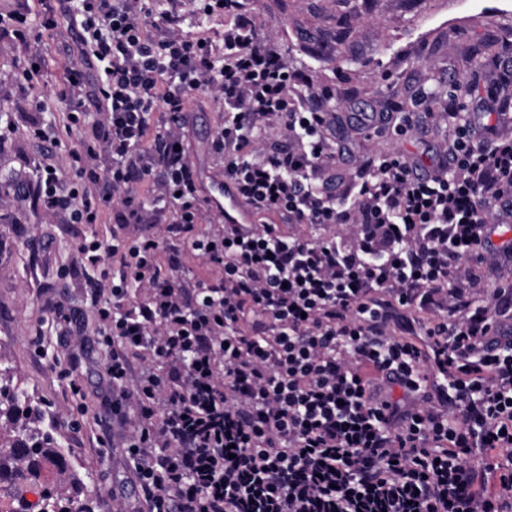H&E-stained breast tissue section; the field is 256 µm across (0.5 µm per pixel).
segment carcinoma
<instances>
[{"label": "carcinoma", "mask_w": 512, "mask_h": 512, "mask_svg": "<svg viewBox=\"0 0 512 512\" xmlns=\"http://www.w3.org/2000/svg\"><path fill=\"white\" fill-rule=\"evenodd\" d=\"M17 412L25 414L28 422L16 435H0V482L21 492L38 488L47 482L45 471L50 466L63 480L74 484V489L67 494L53 485L52 496L40 501V512H93L91 501L79 496L82 482L73 472L58 433L41 428L42 409L13 385L10 367L0 366V416Z\"/></svg>", "instance_id": "carcinoma-1"}]
</instances>
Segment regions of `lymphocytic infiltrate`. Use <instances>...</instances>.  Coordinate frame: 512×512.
<instances>
[{"mask_svg": "<svg viewBox=\"0 0 512 512\" xmlns=\"http://www.w3.org/2000/svg\"><path fill=\"white\" fill-rule=\"evenodd\" d=\"M53 0L79 58L55 95L80 149L42 171L49 218L113 223L78 247L112 417L143 512H512V284L473 260L512 223V132L476 137L461 91L422 175L400 154L333 191L336 114L247 0ZM220 18V31L205 19ZM261 221L227 224L182 149L188 98ZM324 229L321 238L289 232ZM351 230L336 236L337 227ZM201 261L194 281L185 260Z\"/></svg>", "mask_w": 512, "mask_h": 512, "instance_id": "f902f5d3", "label": "lymphocytic infiltrate"}]
</instances>
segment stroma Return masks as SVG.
<instances>
[{"instance_id": "35a3bbf8", "label": "stroma", "mask_w": 512, "mask_h": 512, "mask_svg": "<svg viewBox=\"0 0 512 512\" xmlns=\"http://www.w3.org/2000/svg\"><path fill=\"white\" fill-rule=\"evenodd\" d=\"M250 6L283 57L307 69L315 87L335 92L332 173L340 192L359 160L375 154L400 153L420 171L431 170L445 138L437 125L403 136L388 127L365 134L364 114L397 105L411 109L421 93L442 97L457 85L483 87L512 75V55L470 56L484 40L512 42V0H250ZM31 8L26 43L0 34V74L22 69L28 53L41 60L33 82L0 90V134L8 138L0 147V176L17 183L0 193V359L11 367L14 385L41 405L42 427L60 434L75 472L94 495V512H137L138 491L122 451L94 421L108 385L100 366L105 349L94 343L99 322L85 286L99 272L75 266L78 243L108 237L111 227L47 223L35 195L39 167L55 162L63 148L81 146L77 130L63 134L58 146L29 134L32 120L59 124L70 110L53 89L76 61L77 44L68 27L42 26L39 0ZM223 119L210 99L189 98L185 147L204 194L221 176L211 140ZM33 235L42 237L45 249L29 248ZM68 306L81 311L92 342L72 377L67 371L76 349L65 338Z\"/></svg>"}]
</instances>
